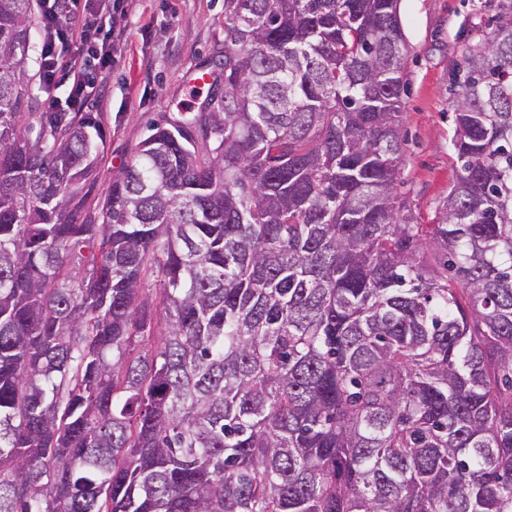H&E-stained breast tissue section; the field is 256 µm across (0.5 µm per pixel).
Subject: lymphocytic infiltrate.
<instances>
[{
    "label": "lymphocytic infiltrate",
    "instance_id": "f902f5d3",
    "mask_svg": "<svg viewBox=\"0 0 512 512\" xmlns=\"http://www.w3.org/2000/svg\"><path fill=\"white\" fill-rule=\"evenodd\" d=\"M41 84H68L52 112H84L97 88L94 74L112 66V30L125 20L117 0H39Z\"/></svg>",
    "mask_w": 512,
    "mask_h": 512
}]
</instances>
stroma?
Listing matches in <instances>:
<instances>
[{
  "label": "stroma",
  "instance_id": "1",
  "mask_svg": "<svg viewBox=\"0 0 512 512\" xmlns=\"http://www.w3.org/2000/svg\"><path fill=\"white\" fill-rule=\"evenodd\" d=\"M500 0H401L408 43L399 164L412 223H432L459 174L452 148L457 88L451 72L494 24ZM119 52L100 85L104 137L96 192H104L150 127L201 103L196 71H221L224 0H125Z\"/></svg>",
  "mask_w": 512,
  "mask_h": 512
}]
</instances>
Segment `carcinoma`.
<instances>
[{"mask_svg":"<svg viewBox=\"0 0 512 512\" xmlns=\"http://www.w3.org/2000/svg\"><path fill=\"white\" fill-rule=\"evenodd\" d=\"M501 2L412 224L400 0H224V98L94 205L101 118L30 143L36 0H0V512H512Z\"/></svg>","mask_w":512,"mask_h":512,"instance_id":"cac0c4a2","label":"carcinoma"}]
</instances>
